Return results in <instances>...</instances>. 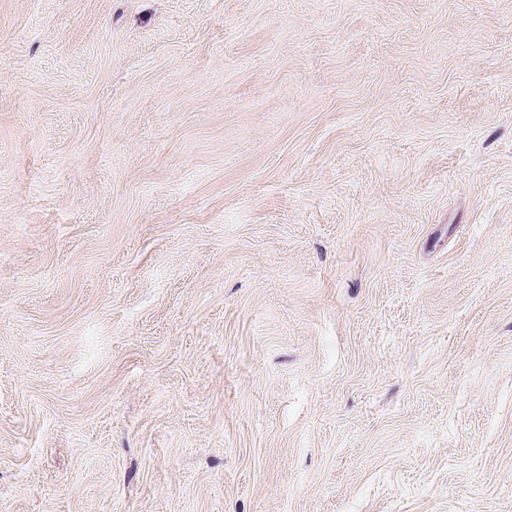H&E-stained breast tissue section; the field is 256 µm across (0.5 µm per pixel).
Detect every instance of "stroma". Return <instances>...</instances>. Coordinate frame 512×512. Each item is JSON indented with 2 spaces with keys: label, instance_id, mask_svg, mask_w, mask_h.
<instances>
[{
  "label": "stroma",
  "instance_id": "obj_1",
  "mask_svg": "<svg viewBox=\"0 0 512 512\" xmlns=\"http://www.w3.org/2000/svg\"><path fill=\"white\" fill-rule=\"evenodd\" d=\"M0 512H512V0H0Z\"/></svg>",
  "mask_w": 512,
  "mask_h": 512
}]
</instances>
